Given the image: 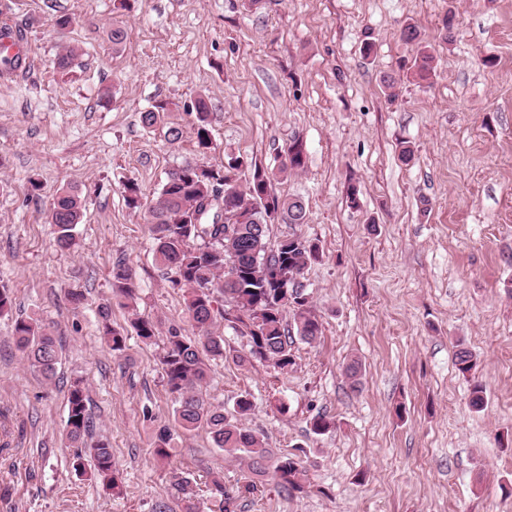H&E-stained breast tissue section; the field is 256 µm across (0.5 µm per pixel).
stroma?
Segmentation results:
<instances>
[{
    "label": "stroma",
    "instance_id": "obj_1",
    "mask_svg": "<svg viewBox=\"0 0 512 512\" xmlns=\"http://www.w3.org/2000/svg\"><path fill=\"white\" fill-rule=\"evenodd\" d=\"M244 3L134 0L117 51L108 37L114 0H0V25L22 34L28 51L27 64L0 66V288L13 300L0 317V512H155L161 501L170 512L189 501L218 512L206 493L214 475L236 495L235 512H512V0ZM60 14L75 19L62 33L52 25ZM409 23L438 68L427 82L402 81L392 101L383 78L415 53L400 38ZM68 46L78 56L64 72L56 62ZM201 95L212 138L203 157L191 110ZM159 100L173 106L177 142L141 124ZM297 139L306 167L273 189L302 198L307 221L270 224L268 238L296 233L319 246L305 282L322 334L295 341L283 373L239 363L247 340L218 321L224 355L203 393L228 413L250 394L245 427L275 452L298 454L310 486L288 494L270 483L242 497L246 466L205 429L174 432L169 461L155 458V434L173 412L163 341L130 333L111 271L119 260L131 268L141 315L196 335L182 290L154 261L148 206L183 162L244 157L273 168ZM129 180L142 209L125 202ZM63 187L85 202L65 252L49 217ZM71 289L85 296L80 308L66 298ZM105 304L112 326L128 333L119 356L99 332ZM18 316L39 318L60 340L53 380L17 349ZM460 342L478 362L467 374L454 364ZM354 360L357 391L346 374ZM77 377L94 437L112 446L119 492L71 467L64 426ZM477 382L480 410L470 404ZM319 414L334 426L317 435Z\"/></svg>",
    "mask_w": 512,
    "mask_h": 512
}]
</instances>
